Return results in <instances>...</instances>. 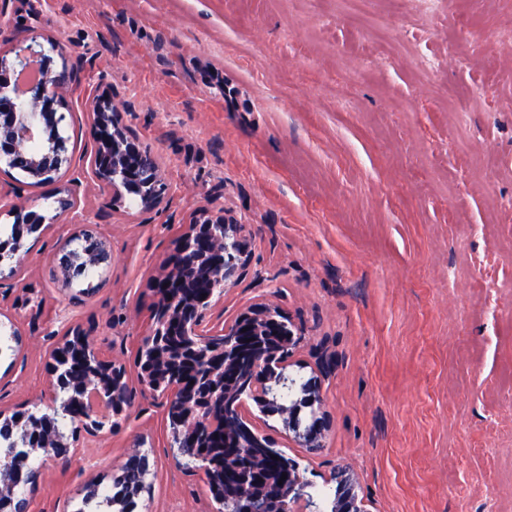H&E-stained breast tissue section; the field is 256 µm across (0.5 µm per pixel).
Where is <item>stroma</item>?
I'll list each match as a JSON object with an SVG mask.
<instances>
[{
  "label": "stroma",
  "mask_w": 512,
  "mask_h": 512,
  "mask_svg": "<svg viewBox=\"0 0 512 512\" xmlns=\"http://www.w3.org/2000/svg\"><path fill=\"white\" fill-rule=\"evenodd\" d=\"M30 37L64 45L54 69L101 76L171 188L157 209L119 211L80 179L91 131L78 97L63 108L61 178L0 171V229L19 198L44 217L0 283V317L36 341L0 356V412L47 391L46 353L71 324L133 364L150 278L214 203L253 232L225 317L273 300L305 330L300 376L320 350L336 357L321 453L254 407L251 426L314 488L352 467L368 512H512V0H9L0 50ZM71 191L81 205L60 213ZM87 226L111 241L112 265L63 287L53 258ZM139 440L152 489L137 512H215L140 392L117 430L37 457L32 512H75Z\"/></svg>",
  "instance_id": "1"
}]
</instances>
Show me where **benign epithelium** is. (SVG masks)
<instances>
[{"mask_svg": "<svg viewBox=\"0 0 512 512\" xmlns=\"http://www.w3.org/2000/svg\"><path fill=\"white\" fill-rule=\"evenodd\" d=\"M51 51L62 53L60 44L52 42L47 50L33 37L29 44L10 54L0 53L1 73L12 72L19 78L32 65L39 68V76L23 88L16 84L10 89L5 81H0V113L7 116V122L0 124V166L12 170L22 168L29 178L44 184L55 181L61 169L71 162L67 139L61 132L64 115L59 113V108L65 105L66 96L81 90L76 78L49 67ZM90 103L93 144L85 154V173L99 190L112 194L115 201L123 196L124 183H137L148 176L164 185V190L149 199L142 209L160 207L169 193L170 184L158 157L149 149L137 146L124 113L109 93L92 98ZM204 214V220L194 218L189 222L187 231L176 244L174 254L178 261L165 262L150 281L152 291L167 308V314L160 317L149 331L159 348L168 346L169 315L182 309L178 304L177 288L186 280L187 269L195 267L192 249L198 238L210 239L215 248L224 253L221 265L211 273V298L235 284L250 263L252 236L247 225L226 215L222 207L210 206ZM23 261L24 255L18 249L8 259L0 251V281L16 278ZM192 334L194 357L214 355L216 361L224 362V367L207 373V385L195 399H184L176 382H158L149 370L138 374L142 392L161 401L166 409L183 405L181 418H172L168 422L167 447L173 450L175 457L184 459L187 456V445L178 430L180 426L190 434L202 427L212 430L219 426L224 429V434L233 436L236 448H251L261 442V437L247 426L243 415V396L246 394L265 406V414L278 417L288 433V440L296 447L310 453L324 448L332 417L325 408L317 377L300 382L290 374L302 333L280 305L267 301L254 303L226 322L221 315L212 316V305L209 304L197 310ZM67 335L84 344L110 375L105 382L101 375H93L99 384L89 394H100L107 387L112 389V399L123 401V405L113 412V417L124 416L132 406L126 365L97 350L92 335L82 325L70 326ZM62 348V343L58 342L47 352L46 371L53 388L48 400L52 404L57 399V361L63 354ZM85 407L79 430L95 436L104 429L100 424L102 417L92 403H85ZM272 447L274 441L266 438L263 448ZM294 471L288 488L278 496H258L255 491L263 480L262 468L250 455L242 454L234 482L224 484V512H298L294 505L299 501L305 502V512H322L310 492L312 483L304 477L299 466H294ZM328 481L336 483L337 490L331 512H367L363 499L359 498L357 477L351 469L333 470Z\"/></svg>", "mask_w": 512, "mask_h": 512, "instance_id": "benign-epithelium-1", "label": "benign epithelium"}]
</instances>
